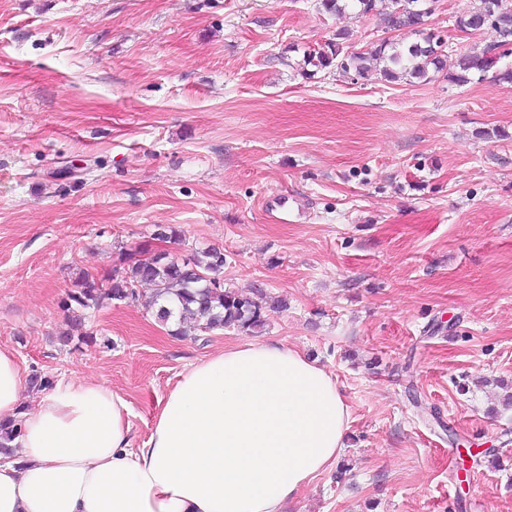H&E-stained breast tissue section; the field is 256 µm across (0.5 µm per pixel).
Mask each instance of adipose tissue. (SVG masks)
I'll use <instances>...</instances> for the list:
<instances>
[{
  "instance_id": "adipose-tissue-1",
  "label": "adipose tissue",
  "mask_w": 512,
  "mask_h": 512,
  "mask_svg": "<svg viewBox=\"0 0 512 512\" xmlns=\"http://www.w3.org/2000/svg\"><path fill=\"white\" fill-rule=\"evenodd\" d=\"M14 352L0 346V512H283L330 471L350 408L303 352L249 340L190 365L149 437L133 444L128 401L93 382L59 381L33 410Z\"/></svg>"
}]
</instances>
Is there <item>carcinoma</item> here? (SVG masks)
<instances>
[{"label": "carcinoma", "instance_id": "carcinoma-1", "mask_svg": "<svg viewBox=\"0 0 512 512\" xmlns=\"http://www.w3.org/2000/svg\"><path fill=\"white\" fill-rule=\"evenodd\" d=\"M378 0H319V9L338 15L349 7L367 16L377 10ZM392 7L385 14L389 31L402 35L396 41L378 39L363 51H348L344 44L349 40L345 30L336 32L326 43V48L304 56V64L317 69L336 67L355 77L365 78L370 73L380 80L396 82L400 79H423L440 73L446 68L447 55L438 46L423 38L411 40L429 17L426 0H391ZM459 26L477 33L486 27L494 29L497 41L481 49L459 54L456 70L448 74L451 83H467L476 75L497 82L512 83V68H497L505 55L496 56L493 50L499 45L512 43V12L501 8V0H480V6L456 18ZM142 257L130 259L127 268L114 269L104 278L85 272L77 288L66 294L62 308L73 314L75 309L99 306L102 300L139 298L137 287L143 283L153 287L146 301L155 319L162 325H176L173 333L180 334L185 323L192 322L202 331L232 328L251 332L264 324L262 294L256 292L243 296L224 289L218 274L224 269V252L209 248L181 262L166 253H150L144 247ZM21 433V421L0 422V453H12V442Z\"/></svg>", "mask_w": 512, "mask_h": 512}]
</instances>
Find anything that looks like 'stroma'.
I'll list each match as a JSON object with an SVG mask.
<instances>
[{"label":"stroma","instance_id":"obj_1","mask_svg":"<svg viewBox=\"0 0 512 512\" xmlns=\"http://www.w3.org/2000/svg\"><path fill=\"white\" fill-rule=\"evenodd\" d=\"M479 4L437 0L449 59L496 41L454 27ZM341 29L365 49L384 14L0 0V345L25 374L118 392L143 442L189 365L245 333L175 336L112 300L76 349L62 300L143 244L216 247L225 288L263 291L255 337L316 360L350 407L336 469L285 512H512V84L304 75Z\"/></svg>","mask_w":512,"mask_h":512}]
</instances>
